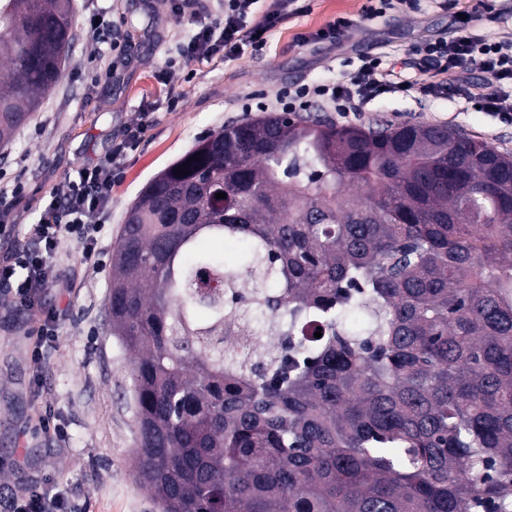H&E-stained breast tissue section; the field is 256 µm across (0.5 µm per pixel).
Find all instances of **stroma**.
<instances>
[{"label": "stroma", "instance_id": "35a3bbf8", "mask_svg": "<svg viewBox=\"0 0 512 512\" xmlns=\"http://www.w3.org/2000/svg\"><path fill=\"white\" fill-rule=\"evenodd\" d=\"M307 12L271 32L262 49L245 48L231 58L215 56L187 66L170 65L177 45L188 43L199 16L174 15L170 0H75L76 38L65 75L43 100L32 120L0 150V192L23 182L25 194L10 215L13 237L25 239L44 202L86 166L110 154L122 130L150 113L139 148L128 154L124 174L112 190V213L97 248L105 264L94 268L81 248L64 242L54 264L70 286H48L45 307L65 309L56 341L43 349L46 367L34 375L26 309L0 299V512L29 479L64 488L81 512H157L133 478L131 454L137 429L129 377V355L107 329L105 305L112 283V251L126 212L143 187L194 143L225 124L243 119L240 98L255 92L274 98L288 85L333 81L356 73L366 55L382 57L396 71L423 80L409 63L412 46L450 35L461 11L476 33L497 37L512 30V0H419L416 10L365 14L367 0H306ZM353 27L345 44L323 52L299 43L337 14ZM99 16L120 30L127 61L112 64L111 37L91 40L86 22ZM182 96L169 109V91ZM315 116L336 125L378 121L463 129L512 156V126L474 110L456 87L437 97L417 90L387 96L365 111L341 117L327 109ZM44 409L65 423L59 444L36 429Z\"/></svg>", "mask_w": 512, "mask_h": 512}]
</instances>
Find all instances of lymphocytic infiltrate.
<instances>
[{"instance_id": "obj_1", "label": "lymphocytic infiltrate", "mask_w": 512, "mask_h": 512, "mask_svg": "<svg viewBox=\"0 0 512 512\" xmlns=\"http://www.w3.org/2000/svg\"><path fill=\"white\" fill-rule=\"evenodd\" d=\"M305 10L301 0H223L218 16L192 36L182 57L204 59L220 52L238 55L243 46L263 42L268 32ZM413 53L429 66L430 73L422 85L427 96L441 94L448 84L466 83L469 67L492 73L498 81L496 88L469 90L465 96L476 110L512 125V36L491 41L474 33L464 20L454 36L422 41ZM410 88L409 81L400 79L394 70L383 68L380 57L366 56L349 82L291 86L281 90L273 101L247 102L242 109L292 114L317 104L345 117L384 95ZM149 123V118L144 117L129 126L108 157L85 168L78 180L69 182L61 195L52 198L38 222L31 225L27 243L19 245L16 264L0 266V285H10L15 267L27 272L15 299L36 317V347L31 358L35 372L44 368L42 349L55 342L62 315L61 310L44 308L41 303L43 291L56 280L53 256L62 239L68 238L81 244L85 259L94 257L97 236L111 208L112 186L121 174V160L126 151L137 146ZM9 508L10 512H75L65 492L48 490L34 481L13 495Z\"/></svg>"}]
</instances>
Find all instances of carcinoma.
I'll list each match as a JSON object with an SVG mask.
<instances>
[{"label": "carcinoma", "mask_w": 512, "mask_h": 512, "mask_svg": "<svg viewBox=\"0 0 512 512\" xmlns=\"http://www.w3.org/2000/svg\"><path fill=\"white\" fill-rule=\"evenodd\" d=\"M73 14L0 0V148L63 78ZM107 310L159 512H512V158L461 129L209 134L128 209ZM275 334L288 355L253 340Z\"/></svg>", "instance_id": "cac0c4a2"}]
</instances>
